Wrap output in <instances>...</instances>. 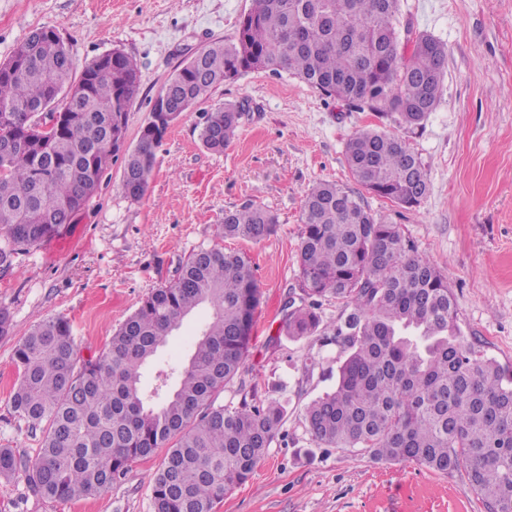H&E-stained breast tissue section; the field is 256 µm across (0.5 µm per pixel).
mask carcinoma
Here are the masks:
<instances>
[{
  "instance_id": "cac0c4a2",
  "label": "carcinoma",
  "mask_w": 512,
  "mask_h": 512,
  "mask_svg": "<svg viewBox=\"0 0 512 512\" xmlns=\"http://www.w3.org/2000/svg\"><path fill=\"white\" fill-rule=\"evenodd\" d=\"M446 47L403 25L400 0H254L233 39L178 67L157 96L172 120L214 88L255 70L288 71L359 110L395 112L418 128L440 98ZM136 63L112 51L74 74L69 49L47 27L32 31L0 64V231L14 245L58 232L96 193L126 135L139 94ZM244 103L204 116L200 140L222 153L236 137ZM170 125L142 127L125 149L123 188L139 199ZM345 163L364 189L405 207L428 191L421 160L384 130L361 129ZM277 217L254 204L224 212L226 238L258 242ZM297 252L300 301L285 330L314 334L322 300L347 314L327 326L346 358L335 386L304 408V426L325 448L446 473L464 468L467 490L487 512H512V370L465 340L446 276L397 224L376 217L350 191L321 181L304 192ZM259 288L249 258L200 249L178 279L154 289L97 357L77 364L70 321H39L14 353V412L47 422L37 457L24 465L0 448V477L24 471L39 496L75 501L109 489L129 466L167 448L152 475V512H215L246 482L278 436L276 400L217 403L243 369ZM211 321L188 363L142 385L172 333L197 307Z\"/></svg>"
}]
</instances>
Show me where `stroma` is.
Returning <instances> with one entry per match:
<instances>
[{
	"mask_svg": "<svg viewBox=\"0 0 512 512\" xmlns=\"http://www.w3.org/2000/svg\"><path fill=\"white\" fill-rule=\"evenodd\" d=\"M253 0H0V63L40 27L53 28L76 70L118 49L140 72L125 144L134 147L153 102L175 69L209 42L235 35ZM402 21L445 43L448 63L439 102L422 128L396 113L359 111L281 71H249L196 103L156 151L140 199L122 186L114 156L99 188L71 223L41 243L19 246L0 265V308L11 326L0 335V448L30 464L41 427L13 412L14 351L42 319L73 327L79 358L98 356L113 333L154 289L174 283L188 256L218 246L246 253L260 288L253 337L241 374L219 397L243 394L285 404L276 441L249 480L216 512H486L467 490L464 470L429 471L360 452L318 447L303 409L330 390L346 353L327 326L343 303L323 302V326L293 338L285 300L299 290L296 254L304 192L317 181L351 191L375 214L401 225L420 254L448 279L467 340L512 368V0H401ZM228 102L246 105L238 134L223 154L200 140L203 115ZM377 128L404 141L429 179L421 203L404 208L367 192L344 158L349 137ZM255 204L278 218L258 241L226 239V210ZM200 308L186 318L157 363L187 361L210 322ZM164 449L131 464L106 491L77 502L32 492L24 476L0 478V512H150V478Z\"/></svg>",
	"mask_w": 512,
	"mask_h": 512,
	"instance_id": "obj_1",
	"label": "stroma"
}]
</instances>
